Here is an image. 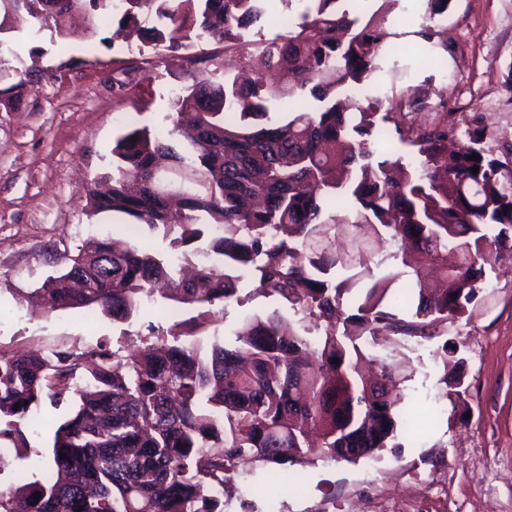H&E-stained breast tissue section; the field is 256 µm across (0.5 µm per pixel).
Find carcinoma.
I'll return each mask as SVG.
<instances>
[{
    "label": "carcinoma",
    "instance_id": "1",
    "mask_svg": "<svg viewBox=\"0 0 512 512\" xmlns=\"http://www.w3.org/2000/svg\"><path fill=\"white\" fill-rule=\"evenodd\" d=\"M295 1L301 22L245 41L268 0H6L59 36L106 10L152 48L187 51L170 128L129 126L113 142L109 190L89 191L92 214L118 215L143 237L86 242L38 292L48 312L99 310L115 323L158 297L194 315L135 354L0 355V446L29 447L28 414L43 398L73 402L53 433L50 475L0 488V512H226L214 490L246 469L299 487L310 453L356 463L401 447L411 365L376 346L445 335L471 316L485 268L512 255V159L486 128L465 129L448 152V113L371 94L405 60L380 11L362 21L347 0H282ZM419 35L448 47L444 30ZM199 39L224 43V61L188 53ZM115 86L126 100L148 95L129 78ZM287 97L315 106L271 120ZM395 135L410 157L382 149ZM154 237L168 253L146 242ZM385 243L397 251L383 253ZM244 280L297 327L275 310L244 317L230 343L203 344L202 328ZM457 352L448 341L435 352L452 403L466 393ZM84 359L86 388L73 399Z\"/></svg>",
    "mask_w": 512,
    "mask_h": 512
}]
</instances>
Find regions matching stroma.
Here are the masks:
<instances>
[{
  "mask_svg": "<svg viewBox=\"0 0 512 512\" xmlns=\"http://www.w3.org/2000/svg\"><path fill=\"white\" fill-rule=\"evenodd\" d=\"M0 38V353L115 349L172 324L158 300L125 324L77 310H32L28 296L77 254L85 241L127 235L121 217L89 215V183L111 170L112 144L131 124L167 128L170 100L181 81L179 52L125 43L117 24L100 17L95 29L73 27L67 38L33 32L13 11ZM429 24L448 32L447 49L427 64L385 77L381 94L410 97L420 112H448L486 126L499 150L512 149V0H450L429 16L424 0H398L387 16L395 41L412 47ZM135 64L151 96L138 109L119 98V70ZM273 299L242 283L238 302L208 325L204 341L223 339L239 320L277 309ZM459 347L465 401L440 398L435 351L443 340ZM446 339H399L382 356L409 359L403 412L413 434L394 451L358 463L315 460L303 486L272 483L265 470L235 476L228 512H512V260L487 270L470 319L449 325ZM68 404L43 402L28 429L30 448L0 469V484L45 478L51 426Z\"/></svg>",
  "mask_w": 512,
  "mask_h": 512,
  "instance_id": "obj_1",
  "label": "stroma"
}]
</instances>
